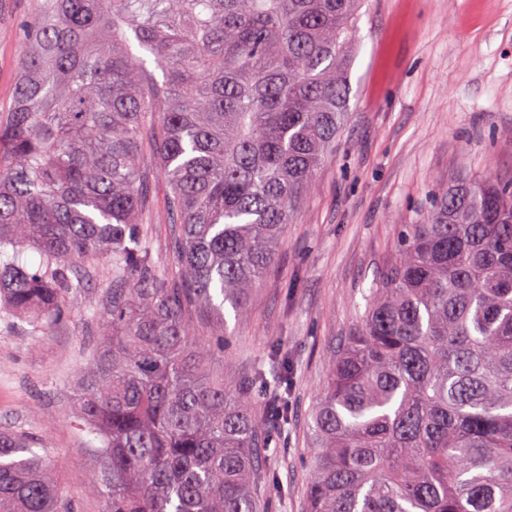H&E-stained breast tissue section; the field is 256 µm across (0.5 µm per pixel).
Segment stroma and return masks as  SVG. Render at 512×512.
I'll return each instance as SVG.
<instances>
[{"label":"stroma","instance_id":"obj_1","mask_svg":"<svg viewBox=\"0 0 512 512\" xmlns=\"http://www.w3.org/2000/svg\"><path fill=\"white\" fill-rule=\"evenodd\" d=\"M36 0H0V110L13 102L22 29ZM350 68L349 117L265 278L250 316L226 313L231 346L215 371L249 378L272 350L293 363L287 430L267 450L274 483L263 512H308L315 456L309 426L328 380L327 351L362 321L403 225L420 222L434 190L460 175L512 176V0H367ZM142 222L158 274L174 269L167 187L152 177ZM91 288L68 321L37 334L0 316V430L42 439L73 512H102L86 492L98 443L75 420L81 372L100 341L108 260L89 262Z\"/></svg>","mask_w":512,"mask_h":512}]
</instances>
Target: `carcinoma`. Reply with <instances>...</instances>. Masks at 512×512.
<instances>
[{"label": "carcinoma", "instance_id": "cac0c4a2", "mask_svg": "<svg viewBox=\"0 0 512 512\" xmlns=\"http://www.w3.org/2000/svg\"><path fill=\"white\" fill-rule=\"evenodd\" d=\"M361 0H38L0 113V313L38 332L112 259L103 340L77 392L104 512H260L273 419L210 368L315 185L349 100ZM153 57L163 80L135 54ZM169 187L175 271L139 217ZM309 512H512V178L455 177L407 224L362 324L330 351ZM0 512H71L24 432H0Z\"/></svg>", "mask_w": 512, "mask_h": 512}]
</instances>
